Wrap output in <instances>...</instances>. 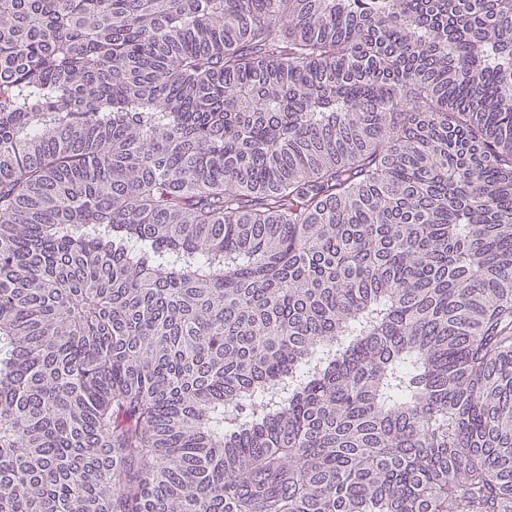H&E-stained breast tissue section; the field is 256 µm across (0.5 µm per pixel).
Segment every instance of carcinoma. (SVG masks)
Wrapping results in <instances>:
<instances>
[{"mask_svg":"<svg viewBox=\"0 0 512 512\" xmlns=\"http://www.w3.org/2000/svg\"><path fill=\"white\" fill-rule=\"evenodd\" d=\"M0 512H512V0H0Z\"/></svg>","mask_w":512,"mask_h":512,"instance_id":"obj_1","label":"carcinoma"}]
</instances>
